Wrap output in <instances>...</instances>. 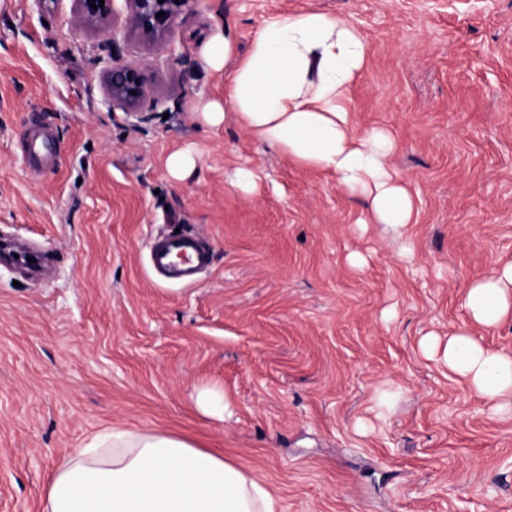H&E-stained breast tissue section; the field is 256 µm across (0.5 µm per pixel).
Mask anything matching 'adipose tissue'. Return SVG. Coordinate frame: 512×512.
<instances>
[{
    "label": "adipose tissue",
    "mask_w": 512,
    "mask_h": 512,
    "mask_svg": "<svg viewBox=\"0 0 512 512\" xmlns=\"http://www.w3.org/2000/svg\"><path fill=\"white\" fill-rule=\"evenodd\" d=\"M231 32L207 50L212 68H229L223 101L203 105L210 122L234 114L255 139L295 164L335 176L360 198L369 221L411 248L403 231L416 219L415 199L388 164L391 133L357 131L350 90L368 62L370 45L347 18L313 8L263 20L246 53ZM466 324L445 343L430 342L449 372L501 408L512 410V355L484 346L472 327L512 318V263L465 291ZM273 492L222 456L168 432L117 428L74 449L57 467L42 512H277Z\"/></svg>",
    "instance_id": "obj_1"
}]
</instances>
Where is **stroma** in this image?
<instances>
[{"mask_svg": "<svg viewBox=\"0 0 512 512\" xmlns=\"http://www.w3.org/2000/svg\"><path fill=\"white\" fill-rule=\"evenodd\" d=\"M304 7L370 43L352 115L396 140L409 257L329 173L201 110L224 98L212 36L242 54L264 18ZM113 8L103 35L72 0H0V239L48 260L38 277L0 264V512H41L61 460L112 426L224 456L279 512H512V413L425 346L512 261V0H200L152 45ZM122 64L148 87L133 112L107 97ZM33 122L59 151L40 175L20 145ZM184 149L178 180L166 161ZM238 166L255 190L232 185ZM177 231L211 246L192 285L148 266ZM204 386L230 416L202 413ZM166 166L173 177L183 179L194 170L196 160L191 152L180 151L169 156Z\"/></svg>", "mask_w": 512, "mask_h": 512, "instance_id": "1", "label": "stroma"}]
</instances>
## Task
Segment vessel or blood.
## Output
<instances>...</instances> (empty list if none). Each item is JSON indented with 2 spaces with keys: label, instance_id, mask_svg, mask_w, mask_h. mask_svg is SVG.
Here are the masks:
<instances>
[{
  "label": "vessel or blood",
  "instance_id": "b4317fda",
  "mask_svg": "<svg viewBox=\"0 0 512 512\" xmlns=\"http://www.w3.org/2000/svg\"><path fill=\"white\" fill-rule=\"evenodd\" d=\"M27 162L34 172H41L54 159L53 139L49 131L38 126L26 127L22 133ZM153 271L170 283L190 284L202 268L211 264L208 248L192 234L156 240L150 250Z\"/></svg>",
  "mask_w": 512,
  "mask_h": 512
}]
</instances>
